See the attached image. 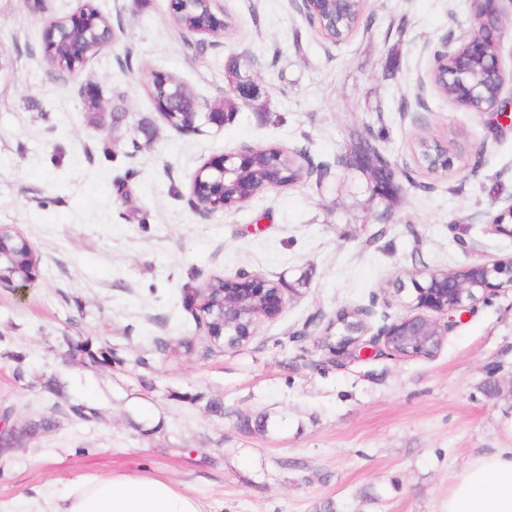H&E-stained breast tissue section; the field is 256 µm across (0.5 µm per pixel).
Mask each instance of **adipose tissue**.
Instances as JSON below:
<instances>
[{
    "label": "adipose tissue",
    "mask_w": 512,
    "mask_h": 512,
    "mask_svg": "<svg viewBox=\"0 0 512 512\" xmlns=\"http://www.w3.org/2000/svg\"><path fill=\"white\" fill-rule=\"evenodd\" d=\"M24 512H201L195 498L150 477L112 475L68 482ZM447 512H512V448L474 458L448 491Z\"/></svg>",
    "instance_id": "obj_1"
}]
</instances>
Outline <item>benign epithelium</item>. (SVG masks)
Returning a JSON list of instances; mask_svg holds the SVG:
<instances>
[{"label":"benign epithelium","mask_w":512,"mask_h":512,"mask_svg":"<svg viewBox=\"0 0 512 512\" xmlns=\"http://www.w3.org/2000/svg\"><path fill=\"white\" fill-rule=\"evenodd\" d=\"M217 0H206L201 26L185 25L182 18L193 13L201 0H172L174 22L185 37L224 30V13L215 12ZM349 0H305L318 6L319 11L336 19V13L344 11ZM474 14L471 26L490 32L491 40L501 45L503 38L499 19L504 15L503 0H472ZM116 40L115 34L103 38L90 23V12L85 11L51 24L45 32L44 45L47 58L56 57L58 44L69 48L68 66L75 72L87 61L86 45L97 42L102 48ZM444 57L461 67L469 59L480 62L483 80L472 82L460 79L459 94L467 99L485 98L488 87L495 88V106L505 101L506 84L501 50L494 52L466 37L449 36L442 42ZM161 117L178 131L196 129L198 102L184 104L182 91L155 101ZM277 148H251L225 153L204 162L195 172L190 185V199L207 197L212 202L211 212H225L251 201L255 194L245 189L258 161L264 160L267 178L265 189L284 186V177L278 165ZM512 219V205L496 215V223L489 225L495 234L512 237V226L505 223ZM10 238L14 251L30 257V267L21 275L7 276L5 260L10 254L0 249V286L23 288L32 283L37 256L34 247L9 226H0V242ZM415 292L409 310L390 323L381 326L377 333L364 338L366 332L362 312L356 311L344 320L347 334L331 349L332 362H345L375 357H434L441 349L448 331L455 323V315L472 312L474 305L487 294L504 286L512 287V258L494 263L473 262L451 271H416L407 274ZM221 299L207 311L197 308V300L190 298L199 322L205 324L209 335L222 337L230 345H238L254 335L258 324L274 320L283 310L282 288L274 281L259 275L239 272L221 280Z\"/></svg>","instance_id":"benign-epithelium-1"}]
</instances>
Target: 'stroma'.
Masks as SVG:
<instances>
[{
  "label": "stroma",
  "instance_id": "stroma-1",
  "mask_svg": "<svg viewBox=\"0 0 512 512\" xmlns=\"http://www.w3.org/2000/svg\"><path fill=\"white\" fill-rule=\"evenodd\" d=\"M218 5L227 29L188 42L171 0H0V225L38 257L30 287H0V412L28 429L0 457V504L123 474L170 481L201 512H446L476 453L512 448V288L463 315L432 358L339 366L329 348L342 311L370 309L373 332L404 314L413 290L389 284L405 272L512 257V237L487 230L512 205V120L458 107L431 79L472 2L365 0L371 26L339 43L296 0ZM88 8L118 40L59 71L44 31ZM231 64L256 94L221 126L175 130L143 86L161 72L212 107ZM84 85L119 123H91ZM355 130L395 164L400 196L337 166ZM422 139L448 147L451 169L418 161ZM246 147L330 174L229 212L193 208L198 167ZM241 271L280 282L285 304L231 346L198 325L185 286ZM70 339L111 347L115 363L68 358Z\"/></svg>",
  "mask_w": 512,
  "mask_h": 512
}]
</instances>
